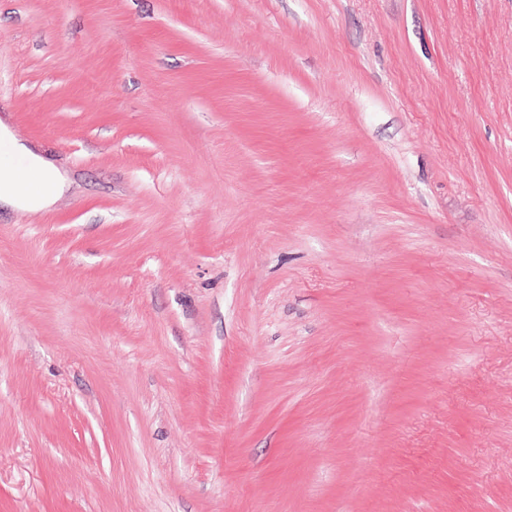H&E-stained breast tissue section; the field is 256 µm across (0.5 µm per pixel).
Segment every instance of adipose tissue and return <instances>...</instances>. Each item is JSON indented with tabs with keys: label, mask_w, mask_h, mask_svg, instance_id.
Listing matches in <instances>:
<instances>
[{
	"label": "adipose tissue",
	"mask_w": 512,
	"mask_h": 512,
	"mask_svg": "<svg viewBox=\"0 0 512 512\" xmlns=\"http://www.w3.org/2000/svg\"><path fill=\"white\" fill-rule=\"evenodd\" d=\"M0 203L7 202L37 212L50 208L68 187L67 177L23 144L10 140L6 124L0 122Z\"/></svg>",
	"instance_id": "1"
}]
</instances>
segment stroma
<instances>
[{"label":"stroma","instance_id":"1","mask_svg":"<svg viewBox=\"0 0 512 512\" xmlns=\"http://www.w3.org/2000/svg\"><path fill=\"white\" fill-rule=\"evenodd\" d=\"M0 512H512V0H0ZM1 141L7 150L0 157V205L8 202L32 212L50 208L68 188V178L31 148L13 142L0 121ZM19 167L35 176L33 186L19 177Z\"/></svg>","mask_w":512,"mask_h":512}]
</instances>
